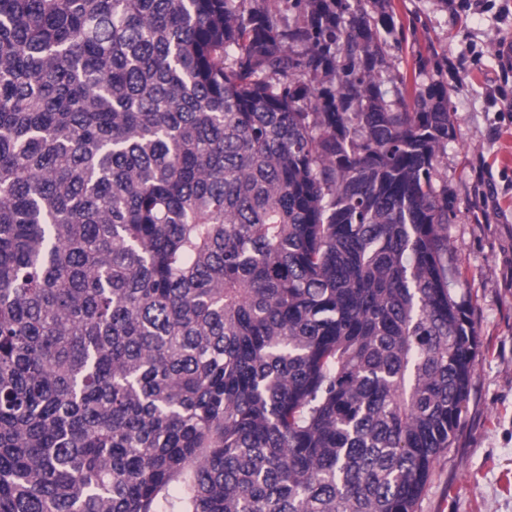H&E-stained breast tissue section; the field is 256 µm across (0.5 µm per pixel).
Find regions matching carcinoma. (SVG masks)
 <instances>
[{
	"instance_id": "carcinoma-1",
	"label": "carcinoma",
	"mask_w": 512,
	"mask_h": 512,
	"mask_svg": "<svg viewBox=\"0 0 512 512\" xmlns=\"http://www.w3.org/2000/svg\"><path fill=\"white\" fill-rule=\"evenodd\" d=\"M371 3L0 0V512H414L479 341Z\"/></svg>"
}]
</instances>
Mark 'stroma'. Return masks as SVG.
I'll return each mask as SVG.
<instances>
[{"label": "stroma", "mask_w": 512, "mask_h": 512, "mask_svg": "<svg viewBox=\"0 0 512 512\" xmlns=\"http://www.w3.org/2000/svg\"><path fill=\"white\" fill-rule=\"evenodd\" d=\"M458 2L385 7L396 24L388 63L418 85L448 88L450 285L469 301L480 340L458 429L416 512H512V70L497 58L512 40V0Z\"/></svg>", "instance_id": "35a3bbf8"}]
</instances>
